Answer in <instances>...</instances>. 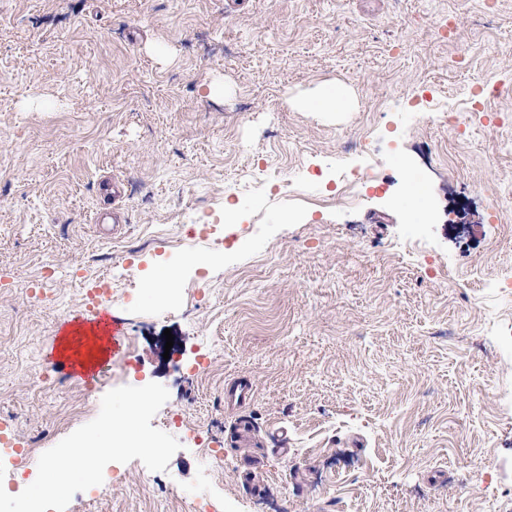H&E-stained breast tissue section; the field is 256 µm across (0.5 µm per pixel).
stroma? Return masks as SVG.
Masks as SVG:
<instances>
[{"instance_id":"stroma-1","label":"stroma","mask_w":512,"mask_h":512,"mask_svg":"<svg viewBox=\"0 0 512 512\" xmlns=\"http://www.w3.org/2000/svg\"><path fill=\"white\" fill-rule=\"evenodd\" d=\"M508 256L512 0H0V424L43 452L138 382L183 421L66 512H512ZM100 280L119 344L69 379ZM346 103H350V97L345 88L333 84L321 87L303 105L316 112H333L338 106L345 107Z\"/></svg>"}]
</instances>
